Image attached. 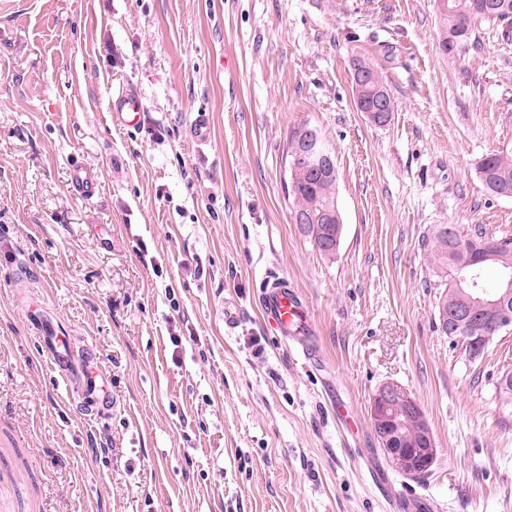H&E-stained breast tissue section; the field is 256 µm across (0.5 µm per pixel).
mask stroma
I'll list each match as a JSON object with an SVG mask.
<instances>
[{"label": "stroma", "instance_id": "1", "mask_svg": "<svg viewBox=\"0 0 512 512\" xmlns=\"http://www.w3.org/2000/svg\"><path fill=\"white\" fill-rule=\"evenodd\" d=\"M438 41L433 0H0V512H512L495 397L512 334L476 361L450 347L422 244L436 224L512 232V199L476 172L512 141V22L452 59ZM359 60L384 76L386 125L355 106ZM122 88L138 126L112 116ZM304 122L336 151L331 257L288 199ZM274 273L320 356L264 322ZM31 303L94 352L121 410L99 422L67 397ZM385 383L433 431L426 485L377 449ZM96 175L84 167H77L71 173V191L82 197H92L98 191Z\"/></svg>", "mask_w": 512, "mask_h": 512}]
</instances>
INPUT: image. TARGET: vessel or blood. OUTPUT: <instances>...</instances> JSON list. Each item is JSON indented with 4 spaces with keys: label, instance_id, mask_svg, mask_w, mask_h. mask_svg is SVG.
<instances>
[{
    "label": "vessel or blood",
    "instance_id": "1",
    "mask_svg": "<svg viewBox=\"0 0 512 512\" xmlns=\"http://www.w3.org/2000/svg\"><path fill=\"white\" fill-rule=\"evenodd\" d=\"M143 110L140 97L133 91L121 92L113 103L115 118L136 124ZM99 188L96 175L77 167L71 173V190L83 197L94 196ZM263 318L282 337H293L299 345H307L313 336L310 310L299 291L286 277L272 275L259 298ZM42 350L63 378L79 383L87 407L112 406L114 399L109 375L95 358L73 360V346L67 329L48 327L44 330Z\"/></svg>",
    "mask_w": 512,
    "mask_h": 512
}]
</instances>
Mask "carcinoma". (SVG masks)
<instances>
[{
    "mask_svg": "<svg viewBox=\"0 0 512 512\" xmlns=\"http://www.w3.org/2000/svg\"><path fill=\"white\" fill-rule=\"evenodd\" d=\"M445 10L437 11L439 28L453 30V40L447 57L454 58L475 41L477 25L483 21H501L503 14L512 13V0H445ZM477 174L485 190L492 196L512 199V145L483 157L477 164ZM336 174L313 176L298 162L295 177L289 182L288 196L292 199V212L306 220L298 225L300 233L314 242L319 251L333 256L338 250L336 242ZM466 237L453 225L437 224L429 238V256L432 266L445 278L438 302L449 308L464 309L469 297L457 290L456 276L462 268H475L484 273L488 267L503 271L504 263L512 264V234L476 235L475 246H462ZM499 310H482L465 326L460 336H500Z\"/></svg>",
    "mask_w": 512,
    "mask_h": 512,
    "instance_id": "cac0c4a2",
    "label": "carcinoma"
}]
</instances>
